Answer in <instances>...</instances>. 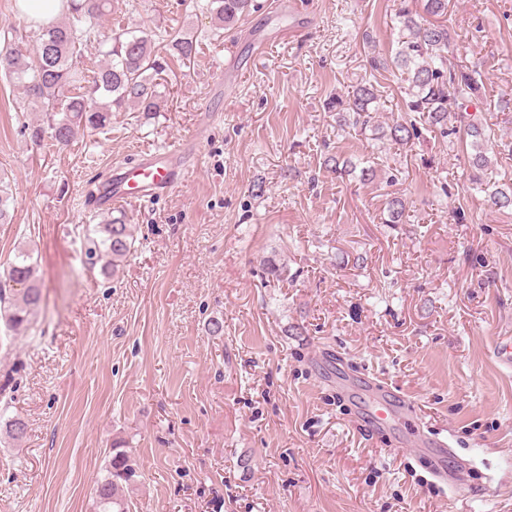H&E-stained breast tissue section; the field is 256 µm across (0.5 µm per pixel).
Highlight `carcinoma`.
<instances>
[{
    "mask_svg": "<svg viewBox=\"0 0 512 512\" xmlns=\"http://www.w3.org/2000/svg\"><path fill=\"white\" fill-rule=\"evenodd\" d=\"M62 19L38 23L33 40L13 28L15 42L0 51V72L24 87L26 96L44 112L45 121L32 127L31 139L55 149H65L85 132L105 130L112 110L132 107L150 115L159 111V92L154 77L167 67L158 55L153 35L126 31L112 38L111 47H97L99 20L112 13V0H61ZM252 0H208L215 30L234 24L249 11ZM419 14L402 3L397 10L401 36L390 59L377 60V69H396L405 83L406 111L418 118L404 119L381 131V137L407 144L424 133L443 138H465L469 181L485 193L487 205L495 210L512 209V180L504 183L485 179L492 160L484 151L492 129L481 115L469 111L480 87L478 72L463 68L448 58V26L438 18L448 14V0H423ZM169 48L180 60L196 53V42L180 34L170 35ZM94 50L105 61L94 69L72 66L73 56ZM338 126L368 127L378 111V89L371 81L352 87L335 101ZM13 201L8 173H0V224L11 223ZM388 222L403 223L405 205L401 198L387 200ZM85 256L89 265L100 266L105 275L116 272L131 253L133 236L126 215L119 211L94 225L87 236ZM43 301L40 273L30 254L20 253L0 271V320L5 332L27 334ZM138 477L129 452L112 449L106 475L97 482L95 512H129L125 490Z\"/></svg>",
    "mask_w": 512,
    "mask_h": 512,
    "instance_id": "obj_1",
    "label": "carcinoma"
}]
</instances>
